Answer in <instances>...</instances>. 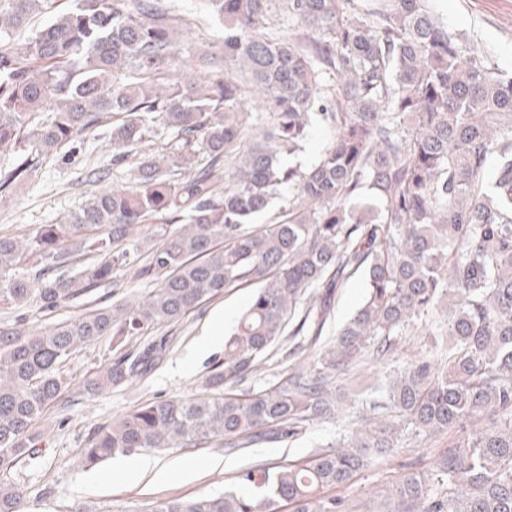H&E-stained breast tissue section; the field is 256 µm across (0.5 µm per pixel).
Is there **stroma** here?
Returning a JSON list of instances; mask_svg holds the SVG:
<instances>
[{
    "mask_svg": "<svg viewBox=\"0 0 512 512\" xmlns=\"http://www.w3.org/2000/svg\"><path fill=\"white\" fill-rule=\"evenodd\" d=\"M173 4L178 14L192 23L185 34L186 42L202 50L216 49L223 29L205 18L202 0H173ZM433 6L450 31L485 45L500 65L512 68V0H433ZM109 139L106 127L86 135L76 161L70 164L62 163L55 155L33 156L27 175L7 191L5 199H0V234L30 233L39 225L54 223L78 210L100 188L99 183L86 179V167L103 169L112 184L131 183L134 169L128 163L113 164ZM151 287V282L122 271L115 281L98 286L90 297L52 312L34 304L0 311V327L11 328L20 321L29 331H44L88 310L144 295ZM252 293V286L246 284L228 289L178 323L160 327V334L173 339L170 349L148 375L130 385L95 395L82 390L85 379L114 360L111 337H99L73 352L61 368L65 388L38 421L47 438L42 455L20 463L12 475L26 492L28 512H72L79 505L90 512H138L160 499L219 494L231 487L243 462L302 460L318 445L334 439L335 422L324 420L311 424L290 441L248 448L240 456L225 453L217 445L147 451V458L169 467L170 473L162 481L153 479L150 473L133 471L134 458L130 455L115 456L91 469L82 466L80 450L100 425L144 402L203 393L205 373L224 357L223 346L207 348V336L218 325L231 330ZM447 445L443 437L432 448L416 439L392 449L338 494L357 512H371L374 499L400 473H431Z\"/></svg>",
    "mask_w": 512,
    "mask_h": 512,
    "instance_id": "obj_1",
    "label": "stroma"
}]
</instances>
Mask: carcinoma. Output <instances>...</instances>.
Returning a JSON list of instances; mask_svg holds the SVG:
<instances>
[{"label":"carcinoma","instance_id":"1","mask_svg":"<svg viewBox=\"0 0 512 512\" xmlns=\"http://www.w3.org/2000/svg\"><path fill=\"white\" fill-rule=\"evenodd\" d=\"M203 2L224 36L193 56L171 0H68L62 11L0 0V152L68 144L69 164L84 134L108 126L112 161L137 170L53 224L0 235V310L53 311L120 271L159 281L45 331L0 330V512H25L11 474L40 453L35 422L72 352L111 336L118 357L83 390L124 385L171 345L163 335L132 356L133 337L246 283L255 291L205 393L136 407L89 438L81 463L286 441L350 409L340 437L307 459L242 469L249 492L145 512H338L344 501L326 492L372 454L450 433L435 473L398 475L390 512H512V70L448 31L431 0ZM276 17L288 35L269 31ZM315 125L333 137L305 168L291 158ZM161 132L176 138L171 158L147 153ZM200 154L210 165L192 173ZM285 186L276 223L254 230ZM28 265L32 278L20 274ZM354 276L364 301L329 337L335 293ZM422 327L431 354L400 357ZM284 342V379L234 393ZM368 358L386 382L336 385Z\"/></svg>","mask_w":512,"mask_h":512}]
</instances>
